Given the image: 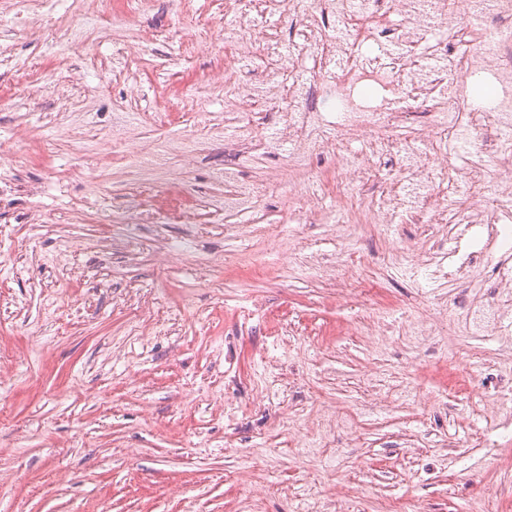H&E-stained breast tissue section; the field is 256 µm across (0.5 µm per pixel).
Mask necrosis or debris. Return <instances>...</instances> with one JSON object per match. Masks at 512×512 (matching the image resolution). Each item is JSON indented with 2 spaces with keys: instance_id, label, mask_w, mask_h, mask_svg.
Wrapping results in <instances>:
<instances>
[{
  "instance_id": "1",
  "label": "necrosis or debris",
  "mask_w": 512,
  "mask_h": 512,
  "mask_svg": "<svg viewBox=\"0 0 512 512\" xmlns=\"http://www.w3.org/2000/svg\"><path fill=\"white\" fill-rule=\"evenodd\" d=\"M231 10L254 22L285 10L295 16L288 39L241 40L224 54L228 74L255 54L272 67L262 93L235 88L239 111L288 104L276 133L252 118L239 126L235 151L256 155L277 142L300 166L321 145L336 165L327 192L345 205L379 171L381 156L402 155L405 166L370 201L363 223L386 233L398 224H466L512 248V0H232ZM472 76L494 82L498 96L474 101L463 83ZM368 80L381 99L359 97ZM327 111L341 113L342 134H326L318 115ZM349 135L363 141L360 153L346 150ZM455 152L473 158L466 176L450 172ZM486 155L498 161L490 178L482 173ZM442 169L450 175L436 181ZM405 182L423 190L406 204ZM495 288L483 306L465 293L456 298L484 336L512 324L511 266L498 267Z\"/></svg>"
}]
</instances>
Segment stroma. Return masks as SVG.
Returning <instances> with one entry per match:
<instances>
[{
	"mask_svg": "<svg viewBox=\"0 0 512 512\" xmlns=\"http://www.w3.org/2000/svg\"><path fill=\"white\" fill-rule=\"evenodd\" d=\"M227 4L87 22L84 0H0V187L18 191L0 214V512H501L512 467L476 412L500 342L449 306L491 268L382 264L372 226L337 223L321 147L295 168L277 145L225 154L224 43L259 35ZM228 167L317 208L270 194L252 223L224 208ZM166 185L197 223L138 220L136 195ZM433 239L456 266L475 235L408 224L399 241ZM352 272L386 290L379 331L336 286Z\"/></svg>",
	"mask_w": 512,
	"mask_h": 512,
	"instance_id": "1",
	"label": "stroma"
}]
</instances>
